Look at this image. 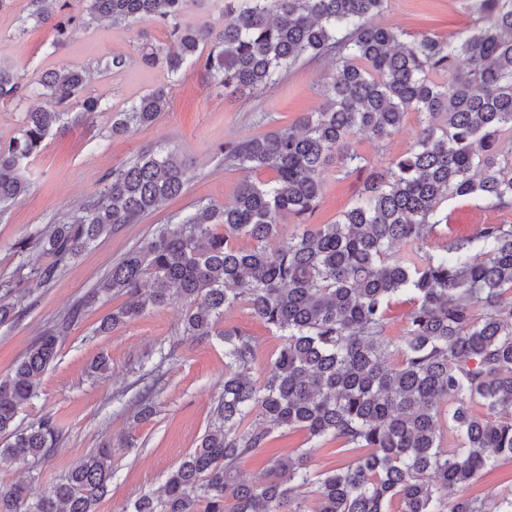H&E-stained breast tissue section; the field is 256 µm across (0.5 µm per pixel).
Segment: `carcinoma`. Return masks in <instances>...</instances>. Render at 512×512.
Masks as SVG:
<instances>
[{"instance_id": "obj_1", "label": "carcinoma", "mask_w": 512, "mask_h": 512, "mask_svg": "<svg viewBox=\"0 0 512 512\" xmlns=\"http://www.w3.org/2000/svg\"><path fill=\"white\" fill-rule=\"evenodd\" d=\"M26 24L52 23L56 45L100 20L149 19L170 43H144L149 68L177 76L202 66L224 93L263 89L306 56L332 55L325 106L274 132L227 142L224 164L245 180L232 203L208 205L160 225L112 265L96 294L128 300L99 326L109 332L177 297L183 335L224 340V394L199 448L132 512H512V499L468 497L466 486L512 462V224H485L473 237L443 232L452 198L512 205V0H462L471 24L446 39L374 23L390 0H224V24L187 28L197 0H75L52 16L32 0ZM89 72L63 68L29 79L0 49V100L22 111L19 136L0 142V211L30 188L29 166L53 127L107 111L87 89ZM50 98L48 110L34 101ZM169 107L165 86L112 115V134L155 122ZM420 127L414 147L369 174L349 210L331 224H308L332 160L349 176L368 168L350 140L383 143L405 113ZM189 165L176 150L147 148L112 169L107 184L71 221L14 243L27 255L17 278L0 284V324L19 318L23 284L43 285L90 244L137 224L180 196ZM294 217L296 232L279 239ZM251 248L237 245L240 237ZM412 295L404 334L387 335L395 298ZM243 306L283 336L265 376H251L256 344L239 327L218 329ZM58 332L40 337L0 379V458H44L58 430L45 416L15 426L57 355ZM480 406L487 412L473 411ZM300 430L309 448L270 460L261 480L238 471L269 447L273 432ZM351 452L344 466L315 472L311 449L328 442ZM112 480V444L84 454L42 496L24 484L0 486V512H97ZM312 489L310 499L300 497Z\"/></svg>"}]
</instances>
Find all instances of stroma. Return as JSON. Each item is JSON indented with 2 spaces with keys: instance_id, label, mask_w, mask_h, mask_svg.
Segmentation results:
<instances>
[{
  "instance_id": "stroma-1",
  "label": "stroma",
  "mask_w": 512,
  "mask_h": 512,
  "mask_svg": "<svg viewBox=\"0 0 512 512\" xmlns=\"http://www.w3.org/2000/svg\"><path fill=\"white\" fill-rule=\"evenodd\" d=\"M30 9V0H9L0 9V47L30 78L64 67L93 68L89 88L109 110L78 121H62L46 139L31 164L28 193L0 213L1 280L11 279L23 261L13 248L18 239L76 214L80 205L102 189L113 168L144 148H175L191 163L189 181L179 197L166 201L140 223L122 225L101 237L53 284L30 285L22 315L12 324L0 325V379L11 373L44 332L62 333L55 362L42 376L36 397L17 418L24 427L43 415L53 417L59 431L57 446L49 457L35 463L0 462V485L24 481L30 495L39 496L81 455L108 441L112 444V481L98 512H130L135 499L159 489L181 459L199 447L223 392L224 344L215 336H184L185 307L177 300L150 309L110 333H97L100 320L124 299L97 297L93 290L113 263L159 225L176 222L179 215L203 206L231 203L245 173L225 166L218 146L275 131L305 113L320 111L325 103L320 84L329 63L304 58L276 86L224 95L200 67L186 66L172 81L161 69L138 64L142 43L166 40L165 30L152 21L125 27L100 21L73 32L57 49L51 25L31 26L19 33L20 20ZM378 22L412 35L429 32L445 37L464 28L468 18L460 10V0H391ZM115 55L126 57L124 69L98 70L100 61ZM163 85L169 88L167 112L151 125L112 136V113ZM418 126V114L410 112L386 142L359 134L351 145L372 167L380 168L410 151ZM322 180V198L310 218L314 224L340 218L364 182L360 175L343 177L333 165L323 172ZM444 210L452 236L474 235L484 224H512L510 206L452 199L445 202ZM79 304L84 307L82 320L67 323L69 312ZM224 322L254 337L257 351L252 371L255 377L264 376L282 336L239 306L225 311ZM101 355L108 359L109 371L91 373L92 361ZM148 384L154 387L153 414L141 420L137 417L140 394ZM305 441L301 431L275 438L265 453L242 463V474L263 477L268 457L295 453Z\"/></svg>"
}]
</instances>
